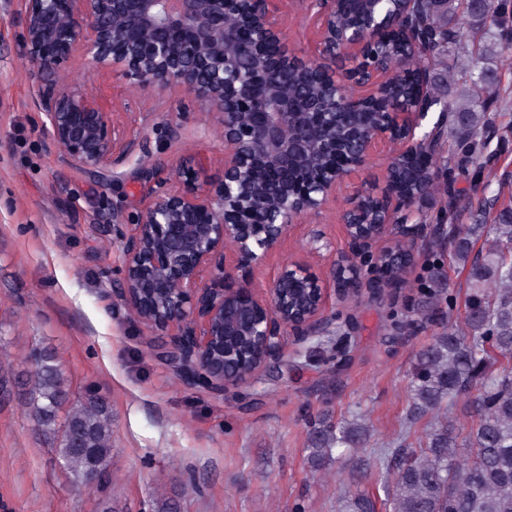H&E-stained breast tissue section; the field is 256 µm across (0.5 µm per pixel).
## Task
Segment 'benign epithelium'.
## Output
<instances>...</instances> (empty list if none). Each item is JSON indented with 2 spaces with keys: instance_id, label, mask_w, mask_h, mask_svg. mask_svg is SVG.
I'll use <instances>...</instances> for the list:
<instances>
[{
  "instance_id": "obj_1",
  "label": "benign epithelium",
  "mask_w": 512,
  "mask_h": 512,
  "mask_svg": "<svg viewBox=\"0 0 512 512\" xmlns=\"http://www.w3.org/2000/svg\"><path fill=\"white\" fill-rule=\"evenodd\" d=\"M28 80L39 93L47 129L64 158L98 175L112 173L115 153L137 143L117 141L112 113L74 85L65 63L79 57L99 72L139 88H177L218 115L224 164L213 181L189 162L181 187L157 196L122 234V277L116 293L152 332L170 337L162 359L181 378L214 393L244 385L282 352L284 337L305 340L325 328L328 286L361 299L396 282L410 267L424 226L401 219L425 197H399L394 169L408 156L436 152L441 128L417 135L433 104L427 42L386 24L387 0H361L370 23L336 33L343 0H308L317 24L311 56L284 33L298 0H23ZM392 33L407 54L389 67L365 65L364 52ZM301 73L325 95L288 94L283 76ZM407 78L408 104L386 98ZM383 106L369 130L345 129V158L336 152V123L360 104ZM386 154L376 192L353 177L374 154ZM349 250L336 251L324 232L311 250L331 254L327 278L295 261L257 293L238 286L232 269H258L293 227L320 213L336 194ZM391 271L367 277L364 267Z\"/></svg>"
}]
</instances>
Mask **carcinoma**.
Segmentation results:
<instances>
[{
  "mask_svg": "<svg viewBox=\"0 0 512 512\" xmlns=\"http://www.w3.org/2000/svg\"><path fill=\"white\" fill-rule=\"evenodd\" d=\"M509 0H427L420 29L427 35L431 63L464 55L460 72L448 70V81L464 80L473 93L466 103L435 100L448 113L455 138L443 164L448 178L467 171L483 155L497 127L486 100L502 97L494 72L486 65L475 28L484 21L497 27L496 42L508 51L512 20ZM422 171L411 163L397 172L409 190ZM487 210L482 200L452 198L448 223L455 226L457 260L469 264L468 300L464 313L448 303V321L417 355L410 392L414 417L433 415L434 422L417 443L405 431L398 447L386 448L378 470L384 476L387 512H512V205L493 218L495 245L471 256L474 238L485 224H469ZM34 370L26 392L37 430L52 442L63 467L76 480L100 468L112 456V406L95 390L74 396L56 356L46 349L32 353ZM367 431L356 423L314 424L309 442L311 467L319 470L337 448H361ZM342 512H376L366 494L340 488Z\"/></svg>",
  "mask_w": 512,
  "mask_h": 512,
  "instance_id": "obj_1",
  "label": "carcinoma"
}]
</instances>
